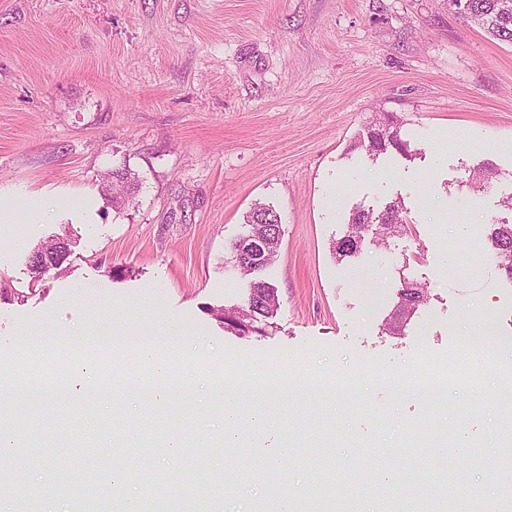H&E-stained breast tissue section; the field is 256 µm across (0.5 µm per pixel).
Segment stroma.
<instances>
[{"mask_svg":"<svg viewBox=\"0 0 512 512\" xmlns=\"http://www.w3.org/2000/svg\"><path fill=\"white\" fill-rule=\"evenodd\" d=\"M387 113L403 120L415 158L353 149ZM486 161L498 175L479 187L472 170ZM124 166L141 184L119 211L104 177ZM19 191H86L92 207L81 223L67 213L0 223L1 340L75 328L157 335L179 318L191 354L290 361L292 388L270 403L295 444L289 484H319L340 465L365 485L386 464L398 484L373 501L390 512H412L410 486L436 493L451 480L474 496L447 512H479L489 495L512 512V472L485 480L487 461L512 440L501 401L512 392L502 372L512 348L485 363L478 385L449 388L433 421L429 402L392 390L394 374L447 356L458 337L481 352L486 335L512 337V281L487 241L492 220L512 218L500 205L512 194L511 44L443 0H0V195ZM395 200L408 234L334 258L356 206ZM258 202L282 218L278 258L261 273L280 309L268 334L241 337L214 314L245 300L224 259ZM65 234L63 273L34 277L32 252ZM404 277L431 299L389 335ZM339 377L340 391L309 388ZM475 390L482 398L464 414ZM5 412L67 434L72 473L101 481L122 460L112 426L90 425L80 405L21 396ZM178 421L222 428L204 391L181 404ZM462 430L480 439L478 457L431 454ZM371 442L384 460L364 462ZM124 460L176 494L180 470L156 443Z\"/></svg>","mask_w":512,"mask_h":512,"instance_id":"1","label":"stroma"}]
</instances>
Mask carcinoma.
Returning <instances> with one entry per match:
<instances>
[{
  "instance_id": "1",
  "label": "carcinoma",
  "mask_w": 512,
  "mask_h": 512,
  "mask_svg": "<svg viewBox=\"0 0 512 512\" xmlns=\"http://www.w3.org/2000/svg\"><path fill=\"white\" fill-rule=\"evenodd\" d=\"M459 10L466 20L483 27L491 36L512 44V0H447ZM401 121L393 115H385L372 122L366 135L352 146L372 158L395 151L403 156L410 155V145L401 138ZM139 188V179L128 169L112 172L110 189L112 202L126 206ZM247 231L232 241L225 261L224 270L249 279L248 294L243 304L226 308L217 314L224 328L239 336L262 333L258 324L269 325L280 309L277 289L259 277V273L276 260L279 252L282 220L280 214L261 203L255 204L246 216ZM408 231V222L401 203L394 201L376 211L356 207L348 220V230L332 246L333 255L339 261L360 254L365 241L382 247L388 240ZM488 240L490 255L499 269L512 281V223L501 220L489 224ZM71 242L56 238L45 242L31 255L30 267L36 277L50 270H61L70 254ZM429 293L424 286L405 281L398 291L397 305L386 322V330L398 334L404 323L411 318L419 306L426 304ZM182 492L185 499L199 505L202 496L208 494L198 485L192 471L183 472Z\"/></svg>"
}]
</instances>
